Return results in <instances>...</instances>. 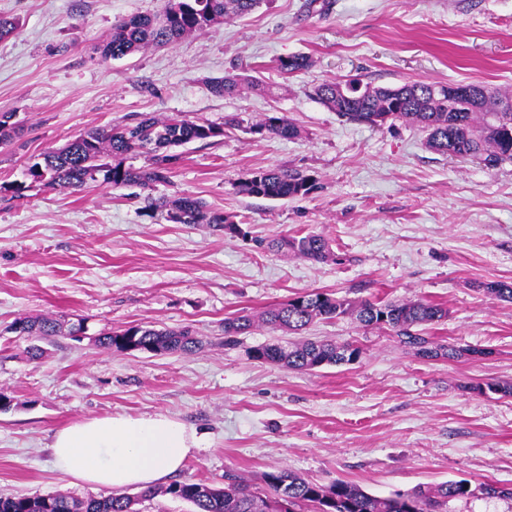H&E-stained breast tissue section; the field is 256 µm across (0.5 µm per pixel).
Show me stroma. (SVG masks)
<instances>
[{
    "label": "stroma",
    "mask_w": 512,
    "mask_h": 512,
    "mask_svg": "<svg viewBox=\"0 0 512 512\" xmlns=\"http://www.w3.org/2000/svg\"><path fill=\"white\" fill-rule=\"evenodd\" d=\"M262 0L244 18L119 60H102L113 24L156 14L164 0H0L18 22L0 40V112L23 130L0 146V185L29 163L97 127L139 115L222 127L193 141L153 197H197L240 225L228 236L175 224L127 190L33 189L0 201V496H92L63 476L48 448L68 424L112 415H162L197 433L181 481L223 486L233 470L251 483L287 468L327 484L340 479L378 497L467 479L512 487V396L469 383L512 384V302L488 282L512 284V163L488 168L430 150L419 128L340 120L309 91L353 78L376 86L424 81L485 84L512 96V0ZM312 65L291 75L279 58ZM259 70L272 93L215 95L208 81ZM286 115L294 140L254 133ZM239 119L225 126L227 116ZM314 176L304 197H246L237 185L259 168ZM324 236L336 260L316 263L264 249L282 236ZM320 290L353 300L426 299L448 316L434 341L461 357L426 359L397 337L344 317L309 337L349 342L355 362L292 371L252 356L286 341L264 326L224 343L226 317L256 314ZM84 320L30 360L19 317ZM152 323L189 328L202 350L120 353L100 333Z\"/></svg>",
    "instance_id": "obj_1"
}]
</instances>
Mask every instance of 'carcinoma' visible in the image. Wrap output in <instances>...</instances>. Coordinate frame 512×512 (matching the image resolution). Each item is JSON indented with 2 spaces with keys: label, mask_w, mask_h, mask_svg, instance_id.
Wrapping results in <instances>:
<instances>
[{
  "label": "carcinoma",
  "mask_w": 512,
  "mask_h": 512,
  "mask_svg": "<svg viewBox=\"0 0 512 512\" xmlns=\"http://www.w3.org/2000/svg\"><path fill=\"white\" fill-rule=\"evenodd\" d=\"M261 0H166L162 12L123 18L112 27V34L100 47L104 60L122 59L152 47L174 45L186 36L200 35L211 27L249 14ZM305 55L282 57L277 69L289 75L308 68ZM351 83L326 82L315 86L311 95L354 124L381 127L389 121H403L427 133L429 149L449 157L482 160L489 167L512 162V112H502L505 98L489 87L476 85L478 93L448 104V95L434 83L412 82L395 87L355 88ZM259 86L251 75L229 73L210 81L218 96L239 95ZM21 130L13 113H0V144L7 143ZM256 133L283 139H296L300 131L285 116H268L256 125ZM224 135V129L204 121L179 118L160 119L143 115L133 124L109 125L83 132L64 146L40 155V161L27 168L26 180L0 186V193L18 200L33 187L81 190L90 184L114 189L137 186L151 189L169 181L181 159L177 148L192 141H209ZM143 155L147 165L133 168L125 164L129 155ZM317 185L311 176L294 170H258L238 185V193L248 197L288 200L308 195ZM148 207L166 212L177 224H208L226 235L241 232L239 224L214 211L198 198L145 197ZM270 250L315 261L336 259L329 241L318 234L283 236L270 244ZM484 291L499 300L512 302V285L493 282ZM352 316L364 327L387 330L400 343L429 358L454 360L461 351L432 341L418 331L447 317V310L423 300L383 302L351 300L321 291H305L288 301L263 311L260 316L225 318L224 345L261 323L274 329L300 335L317 321ZM14 330L22 336L46 340L53 336H74L84 332L83 322L64 327L52 317H19ZM105 349L146 351L154 354L194 353L202 341L188 329L134 325L95 338ZM361 349L350 343L301 338L285 344H265L252 351L253 358L291 370H314L340 365L357 358ZM158 496L187 501L193 512H448L453 500L483 496L512 500V489L493 483L472 484L466 479L448 480L437 485H421L387 497L369 494L362 487L343 480L318 484L288 469L267 472L261 486L255 487L241 474L228 472L224 486L203 481L173 482L148 489L138 495L125 493L74 499L59 493L34 497H0V512H141L139 505Z\"/></svg>",
  "instance_id": "carcinoma-1"
}]
</instances>
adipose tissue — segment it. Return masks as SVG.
<instances>
[{
  "label": "adipose tissue",
  "instance_id": "ef3b65f1",
  "mask_svg": "<svg viewBox=\"0 0 512 512\" xmlns=\"http://www.w3.org/2000/svg\"><path fill=\"white\" fill-rule=\"evenodd\" d=\"M199 445L196 433L177 419L113 415L58 429L49 449L66 475L119 490L167 482Z\"/></svg>",
  "mask_w": 512,
  "mask_h": 512
}]
</instances>
